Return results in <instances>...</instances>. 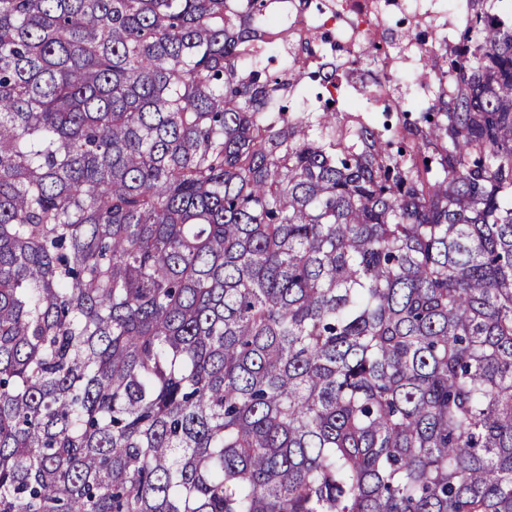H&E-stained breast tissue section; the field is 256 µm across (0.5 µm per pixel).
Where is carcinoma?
Masks as SVG:
<instances>
[{
	"instance_id": "1",
	"label": "carcinoma",
	"mask_w": 512,
	"mask_h": 512,
	"mask_svg": "<svg viewBox=\"0 0 512 512\" xmlns=\"http://www.w3.org/2000/svg\"><path fill=\"white\" fill-rule=\"evenodd\" d=\"M269 0H0V512H512V16L379 130Z\"/></svg>"
}]
</instances>
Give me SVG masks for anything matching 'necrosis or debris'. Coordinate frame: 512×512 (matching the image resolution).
Here are the masks:
<instances>
[{
  "label": "necrosis or debris",
  "mask_w": 512,
  "mask_h": 512,
  "mask_svg": "<svg viewBox=\"0 0 512 512\" xmlns=\"http://www.w3.org/2000/svg\"><path fill=\"white\" fill-rule=\"evenodd\" d=\"M274 19L296 22L302 31L315 34L314 52L328 66L357 55L364 35L374 36L383 48L367 60L358 83L344 86L345 109L374 115L379 108L398 111L404 98L426 103L431 86L413 81L415 66L423 55L439 43L451 42L454 35L471 25L470 0H322L321 10H311L305 0H274ZM431 20L420 36L400 38L397 21ZM373 87L370 101H363L364 87Z\"/></svg>",
  "instance_id": "4bbe7bcc"
}]
</instances>
